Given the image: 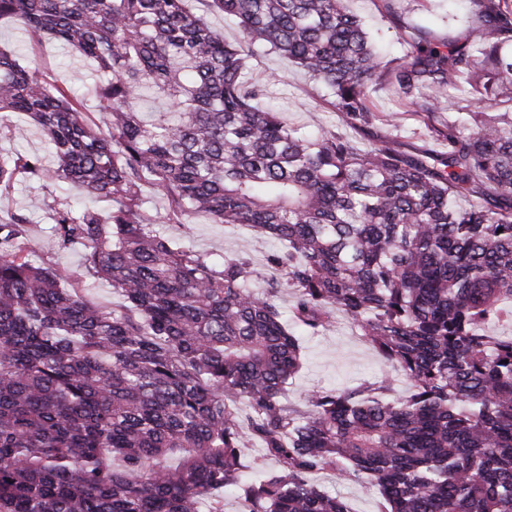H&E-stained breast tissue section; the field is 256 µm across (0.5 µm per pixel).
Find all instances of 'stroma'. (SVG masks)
I'll use <instances>...</instances> for the list:
<instances>
[{"instance_id":"1","label":"stroma","mask_w":512,"mask_h":512,"mask_svg":"<svg viewBox=\"0 0 512 512\" xmlns=\"http://www.w3.org/2000/svg\"><path fill=\"white\" fill-rule=\"evenodd\" d=\"M350 6L364 18L383 53L390 58L404 56L409 49L391 22L392 14H399L405 25L424 27L439 40L463 36L475 19L472 0H394L390 7L384 0H350ZM0 46L14 50L22 64L45 71L50 83L69 85L81 100L89 122L104 126L105 116L98 108L93 79L86 74L88 64L85 60L51 41L34 49L27 48L20 26L6 19L0 21ZM247 71L279 74V81L267 90V99L304 132L313 133L325 128L360 146L378 138L386 139L407 154L438 150L426 125L405 115L403 106L393 98L388 86H379L374 94L378 109L388 118L387 123L365 131L339 122L326 90L312 83L286 59L267 49L258 47L253 50L247 61ZM50 192V186L40 181L16 182L7 197L0 201V210H20L29 216L30 246L35 262L60 264L72 270L78 277L79 288L90 302L106 309L119 304L120 298L110 285L95 280L86 272L82 247L58 252L43 206ZM144 194V210L157 220L165 237L211 255L219 262L241 249V239H248L246 251L256 272L253 286L260 288L265 280L278 278V271L268 263L270 254L278 247L276 240L245 228L213 224L202 216L190 215L177 222L167 220L166 199L149 187L145 188ZM301 346L303 364L287 388L292 405H301L304 397L314 391L375 385L387 377L392 378L396 395L406 394L408 390L403 377L394 374L344 318H337L333 326L320 335L302 337ZM312 479L320 488L340 495L351 512H379L381 508L382 499L377 489L367 482L357 480L339 484L328 471L317 472Z\"/></svg>"}]
</instances>
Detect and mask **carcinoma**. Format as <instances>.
<instances>
[{"label": "carcinoma", "mask_w": 512, "mask_h": 512, "mask_svg": "<svg viewBox=\"0 0 512 512\" xmlns=\"http://www.w3.org/2000/svg\"><path fill=\"white\" fill-rule=\"evenodd\" d=\"M235 20L234 44L188 0H0L39 46L97 64L107 131L67 88L0 47V111L26 115L54 157L0 156V192L19 180L66 186L105 211L44 201L60 251L124 304L91 305L71 272L29 259L27 215L0 221V512H352L311 475L363 480L380 512H512V0H474L466 37L407 32L386 59L347 0H208ZM288 58L368 129L389 85L444 150L362 148L305 136L264 104L270 77L242 81L253 47ZM467 96L480 104L455 110ZM149 97L162 108L142 112ZM448 116H443V111ZM201 215L280 242L279 281L250 287L249 260L216 264L163 238ZM409 381L285 398L300 333L336 315ZM256 442L276 472L246 482Z\"/></svg>", "instance_id": "carcinoma-1"}]
</instances>
